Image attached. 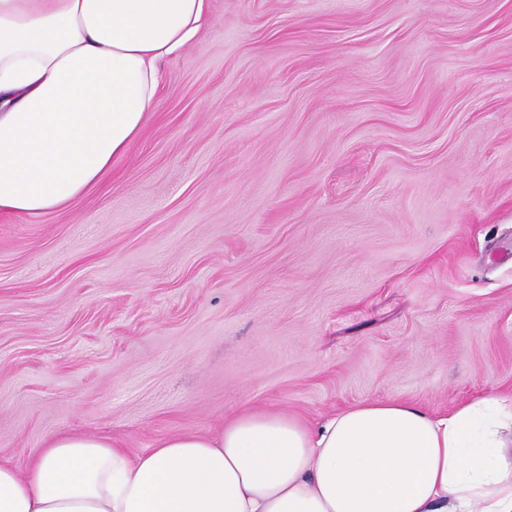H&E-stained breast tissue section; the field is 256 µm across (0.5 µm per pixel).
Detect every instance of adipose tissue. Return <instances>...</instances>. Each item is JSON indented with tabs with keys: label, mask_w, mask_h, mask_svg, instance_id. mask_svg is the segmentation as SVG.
Instances as JSON below:
<instances>
[{
	"label": "adipose tissue",
	"mask_w": 512,
	"mask_h": 512,
	"mask_svg": "<svg viewBox=\"0 0 512 512\" xmlns=\"http://www.w3.org/2000/svg\"><path fill=\"white\" fill-rule=\"evenodd\" d=\"M209 0H0V215L99 183L155 111L162 64ZM0 512H512V392L442 415L367 400L317 426L242 409L212 435L130 453L52 437L0 465Z\"/></svg>",
	"instance_id": "adipose-tissue-1"
}]
</instances>
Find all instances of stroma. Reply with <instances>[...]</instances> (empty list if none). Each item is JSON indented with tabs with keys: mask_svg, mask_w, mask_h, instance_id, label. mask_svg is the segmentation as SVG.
Instances as JSON below:
<instances>
[{
	"mask_svg": "<svg viewBox=\"0 0 512 512\" xmlns=\"http://www.w3.org/2000/svg\"><path fill=\"white\" fill-rule=\"evenodd\" d=\"M68 206L0 216V463L242 408L512 391V0H210Z\"/></svg>",
	"mask_w": 512,
	"mask_h": 512,
	"instance_id": "stroma-1",
	"label": "stroma"
}]
</instances>
